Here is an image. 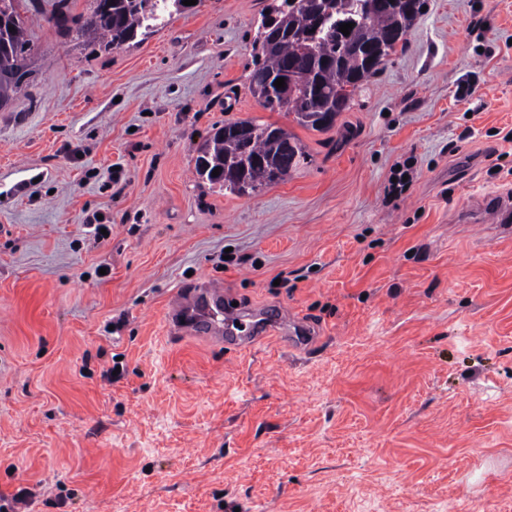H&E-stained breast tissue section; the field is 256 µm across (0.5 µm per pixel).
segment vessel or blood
Masks as SVG:
<instances>
[{
	"mask_svg": "<svg viewBox=\"0 0 512 512\" xmlns=\"http://www.w3.org/2000/svg\"><path fill=\"white\" fill-rule=\"evenodd\" d=\"M168 317L177 330L205 336L229 351L252 348L273 332L279 333L281 342L293 350L308 351L320 341L311 321H282L274 306L234 305L223 286L215 282L178 290Z\"/></svg>",
	"mask_w": 512,
	"mask_h": 512,
	"instance_id": "1",
	"label": "vessel or blood"
}]
</instances>
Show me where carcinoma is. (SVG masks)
Listing matches in <instances>:
<instances>
[{
	"label": "carcinoma",
	"mask_w": 512,
	"mask_h": 512,
	"mask_svg": "<svg viewBox=\"0 0 512 512\" xmlns=\"http://www.w3.org/2000/svg\"><path fill=\"white\" fill-rule=\"evenodd\" d=\"M22 0H0V100L8 102L24 91L35 72L34 45L20 13ZM94 5L86 13L71 15L69 0H54L46 17L58 32L84 44L119 48L146 35L173 12L185 8L183 0H111L107 7ZM324 0H272L267 5L256 42V65L250 91L272 111L294 115L298 125L320 131L350 107L355 92L374 74L385 58L406 44V36L420 15L396 13L386 0H331L332 11L322 13ZM353 24L349 35L339 31ZM14 30H9V27ZM285 79L274 94L267 87ZM241 121H226L199 148L197 175L239 196L252 195L283 181L307 155L292 133L294 149L278 156L271 138L272 124L246 121L249 135L241 138L235 128ZM219 169V175L212 172Z\"/></svg>",
	"instance_id": "carcinoma-1"
}]
</instances>
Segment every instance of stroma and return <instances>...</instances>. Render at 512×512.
I'll return each instance as SVG.
<instances>
[{
  "label": "stroma",
  "mask_w": 512,
  "mask_h": 512,
  "mask_svg": "<svg viewBox=\"0 0 512 512\" xmlns=\"http://www.w3.org/2000/svg\"><path fill=\"white\" fill-rule=\"evenodd\" d=\"M268 2L198 0L108 50L61 37L52 0L28 12L37 68L0 109V497L512 512V235L471 207L512 193V0H425L319 132L249 90ZM239 119L309 164L252 196L202 180L199 146ZM204 281L322 344L173 338L171 297Z\"/></svg>",
  "instance_id": "stroma-1"
}]
</instances>
